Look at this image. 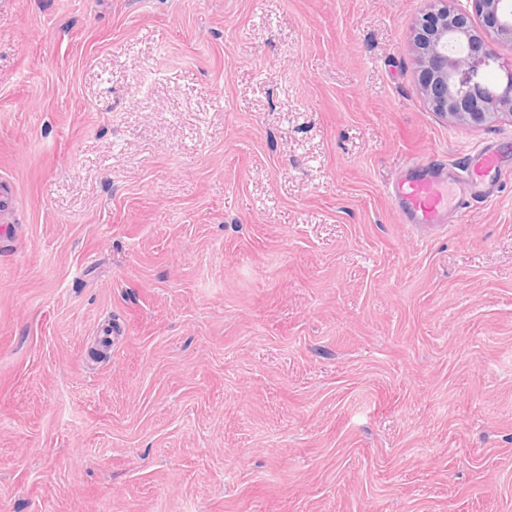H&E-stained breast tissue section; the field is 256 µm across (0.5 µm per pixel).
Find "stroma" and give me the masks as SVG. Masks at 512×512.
I'll use <instances>...</instances> for the list:
<instances>
[{
    "label": "stroma",
    "mask_w": 512,
    "mask_h": 512,
    "mask_svg": "<svg viewBox=\"0 0 512 512\" xmlns=\"http://www.w3.org/2000/svg\"><path fill=\"white\" fill-rule=\"evenodd\" d=\"M428 0H0V512H512V180L424 235Z\"/></svg>",
    "instance_id": "obj_1"
}]
</instances>
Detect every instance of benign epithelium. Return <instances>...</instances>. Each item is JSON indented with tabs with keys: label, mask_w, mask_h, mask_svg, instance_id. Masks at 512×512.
<instances>
[{
	"label": "benign epithelium",
	"mask_w": 512,
	"mask_h": 512,
	"mask_svg": "<svg viewBox=\"0 0 512 512\" xmlns=\"http://www.w3.org/2000/svg\"><path fill=\"white\" fill-rule=\"evenodd\" d=\"M472 11L452 0H431L415 26L413 50L418 82L433 111L449 122L479 127L512 120V67L492 53L491 45L512 46V0H470ZM497 67L504 77L487 82Z\"/></svg>",
	"instance_id": "7a95c632"
}]
</instances>
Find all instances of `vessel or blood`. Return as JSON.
Instances as JSON below:
<instances>
[{
  "instance_id": "vessel-or-blood-1",
  "label": "vessel or blood",
  "mask_w": 512,
  "mask_h": 512,
  "mask_svg": "<svg viewBox=\"0 0 512 512\" xmlns=\"http://www.w3.org/2000/svg\"><path fill=\"white\" fill-rule=\"evenodd\" d=\"M505 180L512 170L500 164L495 147L481 145L472 150L461 173H441L437 160L429 158L405 168L393 185L397 208L406 223L422 229L445 227L448 214L460 211L475 188L486 177Z\"/></svg>"
}]
</instances>
